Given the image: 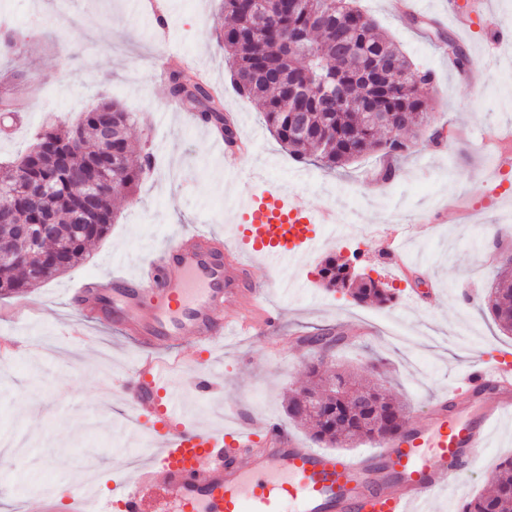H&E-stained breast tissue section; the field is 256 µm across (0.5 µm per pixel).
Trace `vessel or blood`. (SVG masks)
Returning <instances> with one entry per match:
<instances>
[{
    "mask_svg": "<svg viewBox=\"0 0 512 512\" xmlns=\"http://www.w3.org/2000/svg\"><path fill=\"white\" fill-rule=\"evenodd\" d=\"M490 14V0H454L447 16L466 32ZM242 212L248 245L225 246L212 225L198 224L136 276L86 281L72 295L83 317L68 325L69 336L84 339L89 318L135 336L140 354L117 385L158 439L110 495L91 499L78 483L63 498L41 495L36 512H430L512 414V367L496 358L460 370L454 394L361 456L308 447L272 420H250L229 433L187 422L170 391L173 380L218 395L223 379L208 353L227 328L243 334L273 321L268 312L258 321L251 316L266 290L252 281L244 248L290 263L319 243L321 225L336 221L334 208H310L273 186L251 196ZM230 295L240 303L232 319L224 314ZM459 391L465 402L457 401Z\"/></svg>",
    "mask_w": 512,
    "mask_h": 512,
    "instance_id": "1",
    "label": "vessel or blood"
}]
</instances>
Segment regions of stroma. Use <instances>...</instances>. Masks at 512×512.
Instances as JSON below:
<instances>
[{
  "label": "stroma",
  "mask_w": 512,
  "mask_h": 512,
  "mask_svg": "<svg viewBox=\"0 0 512 512\" xmlns=\"http://www.w3.org/2000/svg\"><path fill=\"white\" fill-rule=\"evenodd\" d=\"M139 2L0 0V46H12L0 53V99L26 103L29 112L14 134L0 132V167L29 147L45 122L74 124L85 106L102 98L136 113L128 139L153 160L134 198L114 197L111 229L84 260L24 294L0 297V338L17 337L30 346L21 361L0 369V433L31 439L26 469L0 458V512H13L18 500L35 503L45 491L66 494L74 481L109 492L117 465L138 449L119 435L131 406L103 389L104 381L124 373L137 350L94 323L88 330L95 349L66 336V321L76 317L69 292L116 268L136 275L171 238L200 221L232 240L244 229L240 203L269 184L311 207H333L344 219L340 232L324 231L319 248L301 252L287 267L270 274L255 264L253 275L265 279L278 321L267 333L239 336L217 349L222 396L237 409L224 425L270 418L311 442L286 407L289 395L304 385L313 357L302 337L327 328L370 329L367 339L346 338L327 367L381 384L418 416L452 389L464 363L512 354V334L500 330L483 304L496 265L475 247L490 237L491 225L512 234V157L490 159L512 143V73L506 58L490 59L483 26L466 34L449 23L441 28L469 56L466 82L447 54L393 11L391 0H361L408 59L433 74L428 124L397 162L394 179L384 182L380 154L330 172L295 160L270 135L254 105L231 85L215 33L223 22L221 0H166L165 41L157 40L154 20ZM172 55L184 69L206 66L223 89L224 111L239 137L253 140L237 177H226L223 156L194 113L172 100L166 82L154 79V69ZM443 209L449 220L439 219ZM431 214L436 220L429 234L405 237L399 260L390 259L375 229L417 224ZM330 255L357 256L360 269L388 284L393 302L359 306L326 291L318 271ZM23 301L39 306L41 317L28 323L8 317ZM510 456L512 422L494 433L482 458L435 512H459L464 500L491 491L499 463Z\"/></svg>",
  "instance_id": "1"
}]
</instances>
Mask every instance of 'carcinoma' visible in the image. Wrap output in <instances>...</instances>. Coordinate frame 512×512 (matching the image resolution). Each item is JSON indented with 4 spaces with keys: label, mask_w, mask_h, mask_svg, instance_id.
<instances>
[{
    "label": "carcinoma",
    "mask_w": 512,
    "mask_h": 512,
    "mask_svg": "<svg viewBox=\"0 0 512 512\" xmlns=\"http://www.w3.org/2000/svg\"><path fill=\"white\" fill-rule=\"evenodd\" d=\"M221 2L231 25L222 28L218 42L230 66L231 81L241 96L255 103L270 132L289 153L331 171L373 152L392 160L408 153L412 138L427 123L428 102L421 88L433 82V74L412 67L355 0ZM382 59L390 63L384 76L370 85L358 79L360 69H370ZM333 82L345 86L355 98L372 101L379 111L403 122V128L379 124L348 105L337 110L327 107L321 87ZM169 86L173 94L192 87L197 118L215 129L223 125L219 116L200 109L201 100H211L214 95L195 76L174 70ZM109 121L114 151L112 184L102 186L89 221L73 224L70 218L80 193V178L88 162L102 151L98 126ZM132 121V113L103 99L76 124L44 129L0 175V207L11 204L10 192L25 164L30 176L53 186V193L39 208L41 216L55 217L56 224V239L44 243V249L49 255L57 243H64L63 260L69 268L83 260L92 243L108 235L111 224L99 222L97 212L105 218L113 214L114 195L132 192L151 168V153H138L128 142L127 128ZM44 142L69 149L70 164L31 163L35 148ZM38 216L31 214L26 220L36 221ZM0 236L12 238L14 245L13 260L0 262V295L22 293L59 275L54 267L42 269L41 259L13 225L0 223ZM357 260L355 252L350 258L326 259L320 269L323 285L358 304L394 299L385 283L360 274ZM484 303L500 327L512 331V261L500 262ZM342 340L343 335L332 330L302 339L318 357L308 367L309 384L288 400V418L310 428L316 440L330 446L378 441L382 435L360 422L364 413L359 410V397L336 398V384L347 385L344 376L324 375L325 352ZM316 398L321 401L319 413L302 409L304 402ZM461 512H512V458L500 464L494 490L465 502Z\"/></svg>",
    "instance_id": "obj_1"
}]
</instances>
